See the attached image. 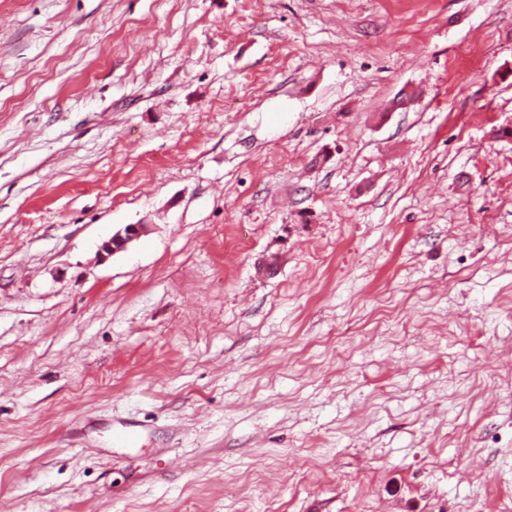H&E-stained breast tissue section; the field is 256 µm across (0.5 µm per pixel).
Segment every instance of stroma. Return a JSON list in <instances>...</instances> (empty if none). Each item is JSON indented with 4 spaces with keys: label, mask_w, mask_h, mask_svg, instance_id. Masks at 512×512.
Here are the masks:
<instances>
[{
    "label": "stroma",
    "mask_w": 512,
    "mask_h": 512,
    "mask_svg": "<svg viewBox=\"0 0 512 512\" xmlns=\"http://www.w3.org/2000/svg\"><path fill=\"white\" fill-rule=\"evenodd\" d=\"M0 512H512V0H0ZM142 230V225L139 224H129L123 230V234L118 233L112 237L111 240L105 242L102 247V251L107 255L116 253L118 251L124 250L127 245L139 237Z\"/></svg>",
    "instance_id": "1"
}]
</instances>
